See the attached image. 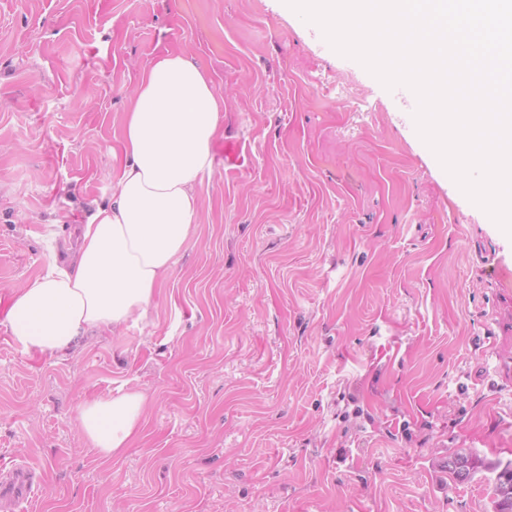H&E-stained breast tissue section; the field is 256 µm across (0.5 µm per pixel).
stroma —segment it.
<instances>
[{
	"instance_id": "35a3bbf8",
	"label": "stroma",
	"mask_w": 512,
	"mask_h": 512,
	"mask_svg": "<svg viewBox=\"0 0 512 512\" xmlns=\"http://www.w3.org/2000/svg\"><path fill=\"white\" fill-rule=\"evenodd\" d=\"M169 52L224 95L197 233L143 317L24 352L8 296L111 199ZM415 110L282 0H0V464L43 471L19 512H491L444 463L512 460V238ZM134 390L140 440L102 459L77 410Z\"/></svg>"
}]
</instances>
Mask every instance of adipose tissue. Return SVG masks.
Returning a JSON list of instances; mask_svg holds the SVG:
<instances>
[{"label": "adipose tissue", "instance_id": "ef3b65f1", "mask_svg": "<svg viewBox=\"0 0 512 512\" xmlns=\"http://www.w3.org/2000/svg\"><path fill=\"white\" fill-rule=\"evenodd\" d=\"M223 120L224 96L201 66L177 53L148 66L124 116L115 191L82 225L76 261L49 260L10 295L5 321L16 344L55 356L147 311L201 222ZM147 404L140 391L87 401L82 434L100 456L121 455L140 437Z\"/></svg>", "mask_w": 512, "mask_h": 512}]
</instances>
